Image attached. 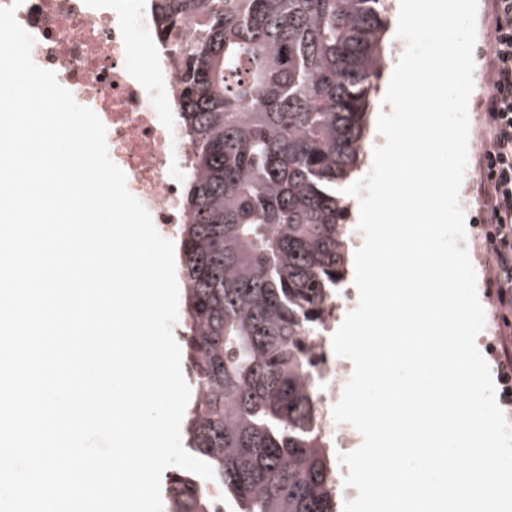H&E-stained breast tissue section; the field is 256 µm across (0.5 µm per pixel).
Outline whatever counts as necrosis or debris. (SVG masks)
<instances>
[{
    "label": "necrosis or debris",
    "instance_id": "1",
    "mask_svg": "<svg viewBox=\"0 0 512 512\" xmlns=\"http://www.w3.org/2000/svg\"><path fill=\"white\" fill-rule=\"evenodd\" d=\"M15 6L31 35V58L51 70L74 100L97 112L106 128L107 152L126 186L163 233L184 223L180 208L184 161L192 148L179 125V73L162 44L147 0H0ZM149 48L155 76L145 79L129 64L131 42ZM314 351L324 362L320 402L331 410L349 377L345 357L326 337Z\"/></svg>",
    "mask_w": 512,
    "mask_h": 512
}]
</instances>
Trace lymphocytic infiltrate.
Here are the masks:
<instances>
[{
  "mask_svg": "<svg viewBox=\"0 0 512 512\" xmlns=\"http://www.w3.org/2000/svg\"><path fill=\"white\" fill-rule=\"evenodd\" d=\"M486 49L489 88L482 103L484 178L480 186L492 284L501 305L512 304V0H491Z\"/></svg>",
  "mask_w": 512,
  "mask_h": 512,
  "instance_id": "1",
  "label": "lymphocytic infiltrate"
}]
</instances>
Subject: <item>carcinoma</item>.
I'll return each mask as SVG.
<instances>
[{
  "instance_id": "obj_1",
  "label": "carcinoma",
  "mask_w": 512,
  "mask_h": 512,
  "mask_svg": "<svg viewBox=\"0 0 512 512\" xmlns=\"http://www.w3.org/2000/svg\"><path fill=\"white\" fill-rule=\"evenodd\" d=\"M192 145L176 228L183 430L217 491L166 512H339L312 339L345 279L350 200L384 66L387 0H150Z\"/></svg>"
}]
</instances>
